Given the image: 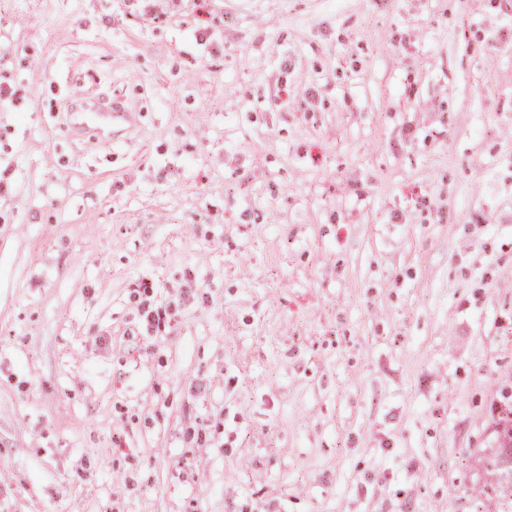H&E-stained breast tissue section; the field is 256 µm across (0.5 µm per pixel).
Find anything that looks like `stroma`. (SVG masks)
Returning a JSON list of instances; mask_svg holds the SVG:
<instances>
[{"label":"stroma","instance_id":"stroma-1","mask_svg":"<svg viewBox=\"0 0 512 512\" xmlns=\"http://www.w3.org/2000/svg\"><path fill=\"white\" fill-rule=\"evenodd\" d=\"M207 3L0 0V512H501L512 0ZM27 93L24 87L9 84L2 86L0 82V106L1 109L13 110L16 112L22 111L28 101ZM113 112V113H112ZM124 111L121 107L112 102L107 101L104 106H99L89 112L79 113L84 124L89 122L95 124L99 129L104 130L106 128L109 117H122Z\"/></svg>","mask_w":512,"mask_h":512}]
</instances>
